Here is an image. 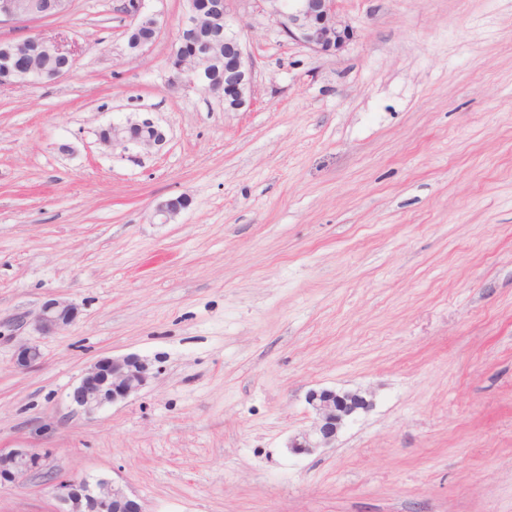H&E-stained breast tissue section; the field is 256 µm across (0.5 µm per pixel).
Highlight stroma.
Segmentation results:
<instances>
[{"label": "stroma", "instance_id": "stroma-1", "mask_svg": "<svg viewBox=\"0 0 512 512\" xmlns=\"http://www.w3.org/2000/svg\"><path fill=\"white\" fill-rule=\"evenodd\" d=\"M121 4L38 22L73 72L0 87V449L143 512H512V0H338L337 55L238 0L244 112L171 88L185 0H148L138 58ZM130 117L166 144L100 143ZM51 298L79 316L43 336ZM126 354L149 384L76 411L85 369ZM324 388L371 406L294 454ZM46 472L0 484V512H54ZM145 2L146 0H126L122 4L125 12L133 19L132 24L126 27L122 33L127 54L131 56H139L149 48L157 40L161 31L158 15L149 11ZM144 23L151 28L152 35L132 40V36L138 34Z\"/></svg>", "mask_w": 512, "mask_h": 512}]
</instances>
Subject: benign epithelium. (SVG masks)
<instances>
[{
	"label": "benign epithelium",
	"mask_w": 512,
	"mask_h": 512,
	"mask_svg": "<svg viewBox=\"0 0 512 512\" xmlns=\"http://www.w3.org/2000/svg\"><path fill=\"white\" fill-rule=\"evenodd\" d=\"M72 0H0V26L12 24L27 27L32 23L61 16L69 11ZM187 10L178 22L177 40L194 36L204 20L207 10L223 19L224 26L217 29L216 40L224 42L226 56L213 53L201 55L197 50H184L170 61L175 73L173 86L206 88L205 77L224 67V111L242 112L253 105V57L242 43V30L232 22L233 3H201L186 0ZM267 14L274 18L283 34L301 42L311 50L323 54H339L352 41L353 32L337 13V0H261ZM123 9L133 22L123 31L127 54L138 56L158 38L161 24L158 15L146 8V0H124ZM151 28L152 35L133 38L142 26ZM37 42L44 54L57 61L50 72L29 65L20 71L12 61L20 56L23 46ZM76 58L63 49L58 41L32 32L21 40L0 41V86L24 88L53 81L67 75ZM135 129L136 135H127ZM110 134L100 142L107 147L120 146L125 150L160 146L166 141L165 131L153 121L127 120L124 125H112ZM186 208L182 197L170 198L157 205L154 218L168 224ZM78 307L69 301L51 299L45 302L33 319L35 329L49 334L72 325ZM42 359L39 346L24 344L18 348L15 363L22 369L36 366ZM152 377V364L135 354L106 357L90 366L74 389L72 401L84 413L91 415L108 404H115L138 393ZM306 401L317 415L313 430L294 438L290 447L296 451L310 448H329L344 425L360 410L369 406L358 393H339L330 389L312 390ZM46 454L28 448L0 450V482H17L34 471L44 468ZM53 486L58 501L55 512H142L141 504L131 498L117 481L99 476L93 479L57 477Z\"/></svg>",
	"instance_id": "7a95c632"
}]
</instances>
